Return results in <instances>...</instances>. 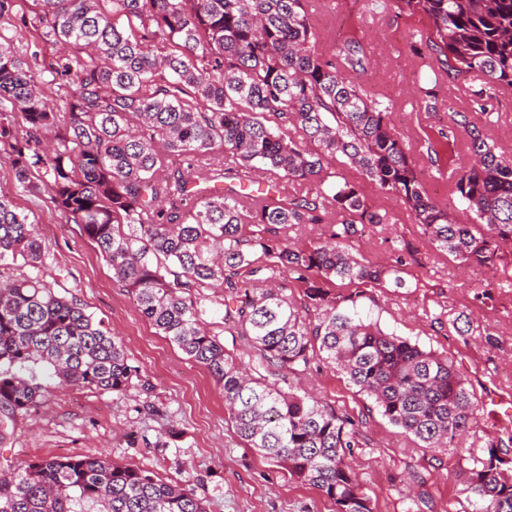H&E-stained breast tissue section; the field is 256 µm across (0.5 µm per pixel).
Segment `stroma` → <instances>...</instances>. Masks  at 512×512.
Returning a JSON list of instances; mask_svg holds the SVG:
<instances>
[{
  "mask_svg": "<svg viewBox=\"0 0 512 512\" xmlns=\"http://www.w3.org/2000/svg\"><path fill=\"white\" fill-rule=\"evenodd\" d=\"M304 6L322 53H332L347 39L361 44L369 66L353 73V80L388 106L430 197L461 216L459 200L439 178L469 157L466 135L448 141V115L464 113L494 141L499 154L512 159V90L478 104L474 93L483 75L471 73L454 80L434 73L433 57L420 42L427 20L396 14L384 7L383 0H305ZM340 172L386 218L385 223L365 225L352 239L358 259L384 265L404 247L414 251L403 267L406 288L373 289L360 301V310L385 332L452 358L480 408L456 453L434 452L390 424L373 399L358 392L322 357L286 373L285 380L358 424L361 445L350 462L374 512H474L462 471L491 445L512 436V417L498 420L485 408L489 395L512 399V272L463 266L427 241L399 197L365 181L356 168L344 166ZM0 192L33 222L44 251L41 268L19 262L14 275H44L60 293L80 301L122 341L129 364L138 370L131 387L116 394L60 386L49 366L32 365L48 391L0 445V461L106 457L193 488L207 512H334L318 490L243 447L227 418L224 393L210 372L156 332L80 225L54 210L46 196L24 191L2 150ZM488 281L495 285L491 297L476 300L480 284ZM201 305L205 321L225 349L255 375L273 379L274 368L250 337L225 323L221 290L205 291ZM462 312L480 321L494 335V343L450 332L448 319Z\"/></svg>",
  "mask_w": 512,
  "mask_h": 512,
  "instance_id": "1",
  "label": "stroma"
}]
</instances>
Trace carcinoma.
Returning a JSON list of instances; mask_svg holds the SVG:
<instances>
[{"mask_svg":"<svg viewBox=\"0 0 512 512\" xmlns=\"http://www.w3.org/2000/svg\"><path fill=\"white\" fill-rule=\"evenodd\" d=\"M430 22L426 45L455 75L480 72L490 100L512 88V0H386ZM0 0V19L20 17L34 46H50L54 111L30 62L0 41V147L16 180L81 226L154 328L224 391L246 448L319 490L336 512H373L349 463L354 421L299 390L249 373L203 322L201 298L224 289V323L249 336L275 366L306 368L321 353L383 417L423 442L450 448L469 429L478 399L450 358L384 332L362 314L368 288H404L405 258L369 265L351 251L360 224H383L358 186L328 171L357 168L398 196L429 243L464 265L508 264L512 160L461 112L450 123L470 141L453 175L473 215L463 224L428 195L383 108L347 71L363 67L355 43L330 55L303 0H36L31 17ZM126 20L120 26L117 19ZM22 119L17 130L16 117ZM212 174L199 183L192 172ZM316 180L290 197L279 182ZM337 221L313 245L291 244L287 226ZM247 224L264 234L251 241ZM38 268L44 251L28 216L0 195V444L17 417L59 382L121 394L137 375L121 341L78 300L44 277H5L9 262ZM281 273L304 290L306 318ZM335 280L357 285L348 294ZM459 335L481 331L469 313ZM477 512H512V451L497 446L463 470ZM0 512H206L194 489L108 458L49 457L0 466Z\"/></svg>","mask_w":512,"mask_h":512,"instance_id":"carcinoma-1","label":"carcinoma"}]
</instances>
